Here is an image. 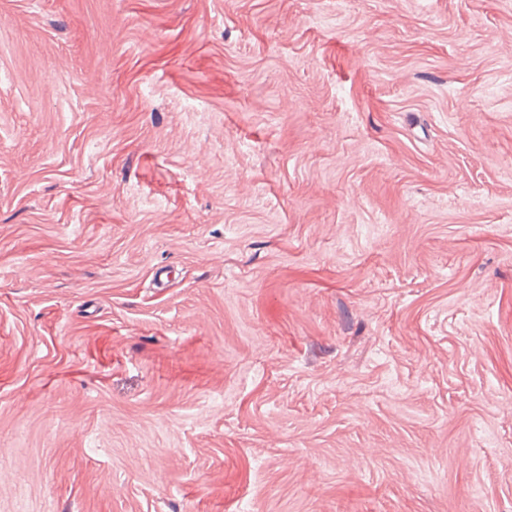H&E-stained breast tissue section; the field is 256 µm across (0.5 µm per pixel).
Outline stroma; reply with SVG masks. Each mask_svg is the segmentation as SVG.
Wrapping results in <instances>:
<instances>
[{
    "instance_id": "35a3bbf8",
    "label": "stroma",
    "mask_w": 512,
    "mask_h": 512,
    "mask_svg": "<svg viewBox=\"0 0 512 512\" xmlns=\"http://www.w3.org/2000/svg\"><path fill=\"white\" fill-rule=\"evenodd\" d=\"M0 512H512V0H0Z\"/></svg>"
}]
</instances>
